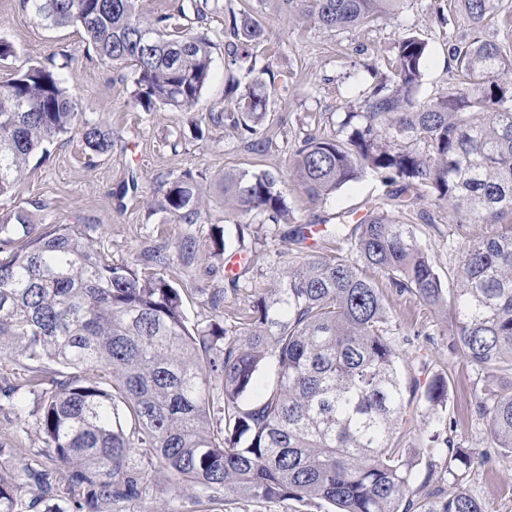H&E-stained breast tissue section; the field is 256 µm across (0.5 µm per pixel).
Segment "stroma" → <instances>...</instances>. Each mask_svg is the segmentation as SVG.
Here are the masks:
<instances>
[{
    "instance_id": "35a3bbf8",
    "label": "stroma",
    "mask_w": 512,
    "mask_h": 512,
    "mask_svg": "<svg viewBox=\"0 0 512 512\" xmlns=\"http://www.w3.org/2000/svg\"><path fill=\"white\" fill-rule=\"evenodd\" d=\"M448 2L404 0L372 26L330 32L307 23L298 0H142L149 13L176 14L184 9L178 20L181 28L208 31L214 42L212 76L196 104L186 110L165 107L146 112L133 100L132 69L97 57L78 28H45L22 9L20 0H0V39L18 51L17 58L0 61V83L12 77L18 63L54 61L76 94L81 112L112 131L111 150L98 156L86 151L75 132L45 144L31 157L28 173L12 196L0 198V218L99 225L100 245L116 264L143 268L150 265L154 252H161L169 263L160 272L181 288L189 323L203 326L220 314L226 328L238 330L246 296L265 287L288 262V227L225 216L220 183L224 171L269 172L288 180L298 141L332 130L345 113L356 110L372 82L370 67L385 68L406 35L428 44L419 99L445 90L456 80L449 47L470 29L461 12L448 26L438 23L437 15ZM242 8L255 11L269 33L255 67L269 69L274 76L261 131L250 139L238 136L229 124L206 120L208 113L224 106V13ZM187 172L202 186L201 215L193 224L174 221L160 207L168 183ZM385 191L377 178L368 176L314 205L298 191L290 192L288 202L299 223L332 224L340 212L353 221L364 217ZM415 210L436 221L438 234L424 236L423 242L446 288H455L450 271L457 267L459 254L452 245L466 234L478 233L479 225L458 229L447 208L429 200L418 202ZM218 233L225 244L220 255L213 244ZM189 236L195 240V256L186 259L180 244ZM238 254L253 257L255 264L241 277L239 291H226L220 310H213L206 292L224 288L226 266ZM391 306L396 345L414 361V376L424 381L450 373L448 414L457 422L463 447L490 449L489 427L478 411L479 378L472 369L448 364L450 320L409 295L392 297ZM469 485L488 512H512V455L496 454L487 464L473 465ZM149 506L167 512H321L320 506L294 500L206 502L197 488L187 486L175 493L159 476L149 478L141 496L126 503L122 512H142Z\"/></svg>"
}]
</instances>
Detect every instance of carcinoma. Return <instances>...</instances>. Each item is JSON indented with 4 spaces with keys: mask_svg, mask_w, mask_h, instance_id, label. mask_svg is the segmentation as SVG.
Segmentation results:
<instances>
[{
    "mask_svg": "<svg viewBox=\"0 0 512 512\" xmlns=\"http://www.w3.org/2000/svg\"><path fill=\"white\" fill-rule=\"evenodd\" d=\"M403 0H302V16L337 30L364 27ZM471 34L451 46L457 83L417 97L427 43L395 46L391 76L362 93L330 133L307 136L291 167L316 204L371 174L395 191L355 224L336 215L330 253L305 254L311 225L297 224L284 183L269 172H224V210L292 224L297 250L270 286L253 293L231 333L217 319L192 327L183 296L158 273L112 263L96 224H0V367L25 372L0 396L22 416L23 389L35 397L42 447L0 444V512H103L140 494L161 471L168 486L199 489L209 501L325 502L333 512H487L469 488L477 457L462 448L447 418L445 375L425 385L403 374L389 290L413 296L454 325L451 357L480 375L479 412L494 447L512 453V53L483 38L499 0H461ZM48 29L77 25L96 53L134 66L135 100L146 112L188 109L211 76L213 42L147 15L139 0H22ZM223 36L229 65L250 75L228 85L224 112L243 136L258 134L270 103L255 52L266 41L252 13L229 11ZM77 130L105 154L112 131L79 110L61 73L22 64L0 84V197L25 178L31 153ZM428 197L460 227L485 234L459 246L457 288L448 291L418 225L400 218ZM200 190L189 175L168 183L160 206L195 223ZM383 278L377 283L374 275ZM274 378L244 403L259 370ZM222 391L223 430L211 379ZM420 395L446 431L405 448L394 433H415L406 398ZM426 462L423 481L412 487ZM65 469L56 483L53 468ZM448 483L444 493L434 485Z\"/></svg>",
    "mask_w": 512,
    "mask_h": 512,
    "instance_id": "obj_1",
    "label": "carcinoma"
}]
</instances>
